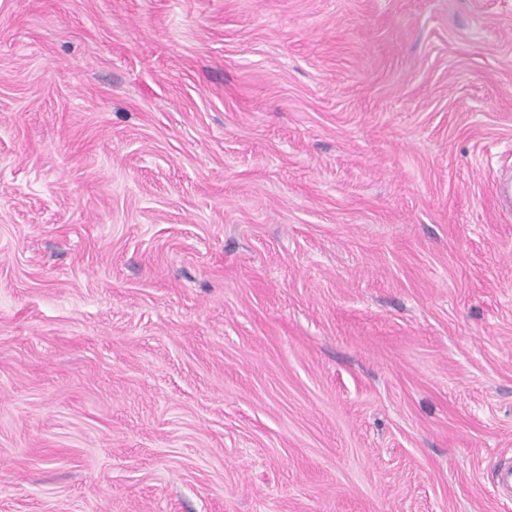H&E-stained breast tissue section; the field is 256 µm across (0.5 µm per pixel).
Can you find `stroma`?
<instances>
[{"label": "stroma", "instance_id": "obj_1", "mask_svg": "<svg viewBox=\"0 0 512 512\" xmlns=\"http://www.w3.org/2000/svg\"><path fill=\"white\" fill-rule=\"evenodd\" d=\"M512 0H0V512H512Z\"/></svg>", "mask_w": 512, "mask_h": 512}]
</instances>
